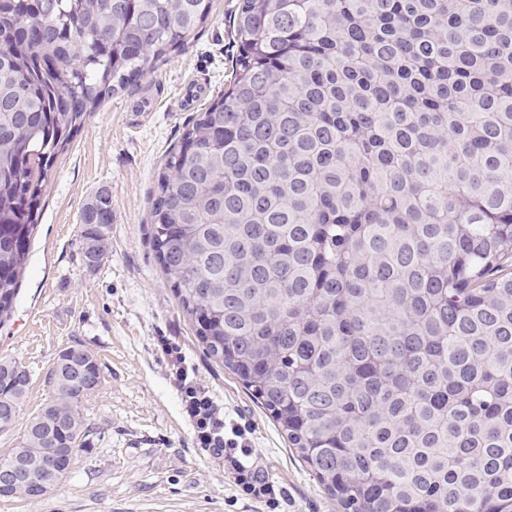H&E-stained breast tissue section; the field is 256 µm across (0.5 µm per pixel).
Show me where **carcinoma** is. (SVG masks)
I'll return each instance as SVG.
<instances>
[{
	"label": "carcinoma",
	"instance_id": "obj_1",
	"mask_svg": "<svg viewBox=\"0 0 512 512\" xmlns=\"http://www.w3.org/2000/svg\"><path fill=\"white\" fill-rule=\"evenodd\" d=\"M213 0H0V324L59 153ZM231 80L183 128L150 238L210 358L344 512H512V0H240ZM112 242V197L80 224ZM102 383L70 346L0 499L38 498ZM28 370L0 358V430Z\"/></svg>",
	"mask_w": 512,
	"mask_h": 512
}]
</instances>
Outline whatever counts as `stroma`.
<instances>
[{
	"label": "stroma",
	"mask_w": 512,
	"mask_h": 512,
	"mask_svg": "<svg viewBox=\"0 0 512 512\" xmlns=\"http://www.w3.org/2000/svg\"><path fill=\"white\" fill-rule=\"evenodd\" d=\"M238 3L214 0L200 36L168 61L148 63L93 112L51 173L14 312L0 325V358L30 372L27 414L50 398L45 377L67 347L96 356L102 384L82 402L88 436L60 484L36 500L0 499V512H342L242 382L206 355L151 247L155 175L192 116L230 81L229 17ZM99 189L112 196V243L91 268L78 230ZM171 348L214 404L251 429L254 453L282 491L276 508L244 495L198 447Z\"/></svg>",
	"instance_id": "obj_1"
}]
</instances>
